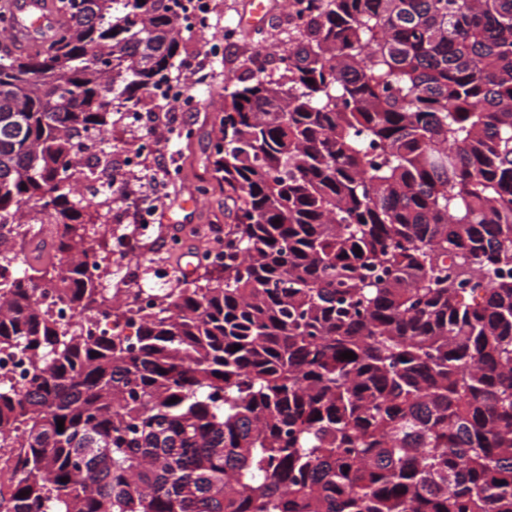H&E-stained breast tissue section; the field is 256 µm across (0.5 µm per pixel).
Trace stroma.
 <instances>
[{
  "instance_id": "obj_1",
  "label": "stroma",
  "mask_w": 512,
  "mask_h": 512,
  "mask_svg": "<svg viewBox=\"0 0 512 512\" xmlns=\"http://www.w3.org/2000/svg\"><path fill=\"white\" fill-rule=\"evenodd\" d=\"M214 2L216 33L230 27L235 32L234 38L222 45L219 57L211 59L202 40L180 31L182 54L171 78L187 84L193 104L183 109L158 98H146L147 108L161 115L162 125L153 132L158 148L146 159L138 176L121 180L122 187L137 191L155 170L170 173L169 187L155 196L154 230L143 238L142 244L144 253L158 265L178 273L186 263L198 262L205 251L219 246L224 240L225 225L233 221L212 166L213 145L220 135L224 109V72L241 69L255 51L281 39L284 0H265L266 17L262 27L256 29L239 25L249 0ZM200 56L207 57L209 64L203 76L189 67ZM188 199L194 201V209L180 210V201Z\"/></svg>"
}]
</instances>
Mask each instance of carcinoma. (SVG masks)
<instances>
[{"label": "carcinoma", "mask_w": 512, "mask_h": 512, "mask_svg": "<svg viewBox=\"0 0 512 512\" xmlns=\"http://www.w3.org/2000/svg\"><path fill=\"white\" fill-rule=\"evenodd\" d=\"M53 7L0 49V512H512V0H313L288 67L224 80L226 262L148 311L101 287L109 134L184 0ZM22 236L28 242V254H54L55 238L49 224H25Z\"/></svg>", "instance_id": "cac0c4a2"}]
</instances>
